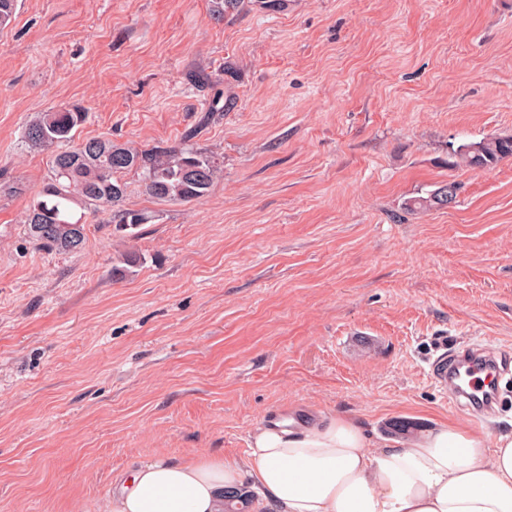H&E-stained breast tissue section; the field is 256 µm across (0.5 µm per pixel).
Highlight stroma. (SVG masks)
Segmentation results:
<instances>
[{"mask_svg": "<svg viewBox=\"0 0 512 512\" xmlns=\"http://www.w3.org/2000/svg\"><path fill=\"white\" fill-rule=\"evenodd\" d=\"M222 91L228 110L206 112ZM82 106L74 141L192 144L223 169L190 203L144 194L138 238L87 213L77 252L24 216L50 154L22 138ZM512 134V0H19L0 27V512H102L163 453L243 460L261 424L362 420L407 443L445 416L497 432L431 363L512 354V158L450 163ZM445 208L407 203L448 182ZM137 263L122 279L112 266ZM409 423L394 433V423ZM453 164L458 167L491 168L512 157V135H499L452 148Z\"/></svg>", "mask_w": 512, "mask_h": 512, "instance_id": "obj_1", "label": "stroma"}]
</instances>
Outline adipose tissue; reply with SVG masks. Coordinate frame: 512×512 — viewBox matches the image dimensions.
<instances>
[{"instance_id": "adipose-tissue-1", "label": "adipose tissue", "mask_w": 512, "mask_h": 512, "mask_svg": "<svg viewBox=\"0 0 512 512\" xmlns=\"http://www.w3.org/2000/svg\"><path fill=\"white\" fill-rule=\"evenodd\" d=\"M257 488L255 512H512V428L438 421L403 447L373 445L345 416L255 432L245 462L159 457L123 480L107 512H224L225 490Z\"/></svg>"}]
</instances>
